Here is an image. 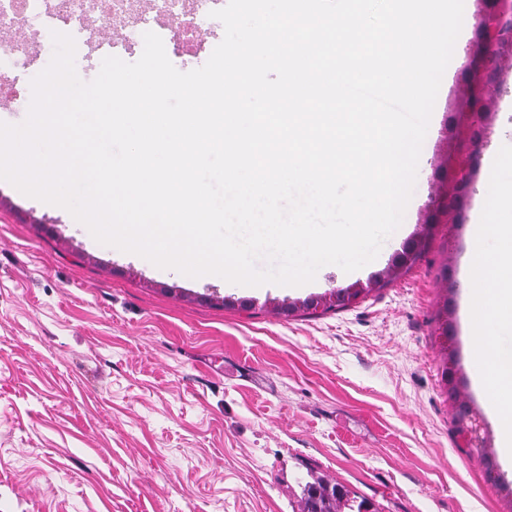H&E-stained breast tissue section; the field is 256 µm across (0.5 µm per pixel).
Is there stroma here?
<instances>
[{"mask_svg": "<svg viewBox=\"0 0 512 512\" xmlns=\"http://www.w3.org/2000/svg\"><path fill=\"white\" fill-rule=\"evenodd\" d=\"M464 0L466 41L447 66L401 226L367 271L383 270L425 221L423 257L349 307L285 317L296 300L223 280L155 271L90 242L65 209L0 181V512H301L321 476L378 512H512V477L494 429L479 454L461 446L441 377L446 300H461V259L487 155L512 145V68L493 72L485 138L470 135L461 90L485 47ZM75 65L91 81L112 53L107 22ZM30 81L51 38L25 33ZM473 171L447 209L448 168ZM233 307L221 306L223 298ZM252 302L249 310L240 301Z\"/></svg>", "mask_w": 512, "mask_h": 512, "instance_id": "stroma-1", "label": "stroma"}]
</instances>
